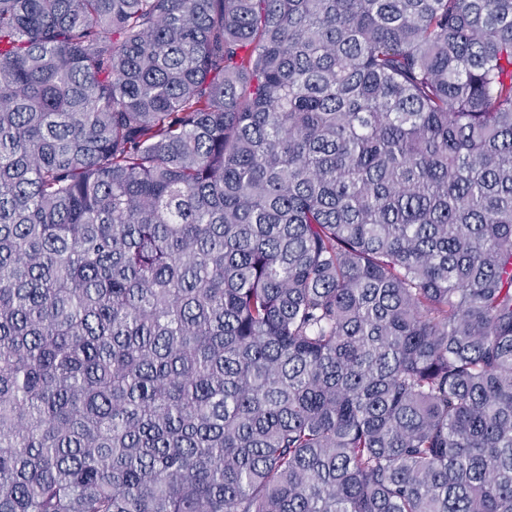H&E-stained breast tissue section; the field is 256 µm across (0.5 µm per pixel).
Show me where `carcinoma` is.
I'll return each instance as SVG.
<instances>
[{
    "label": "carcinoma",
    "mask_w": 512,
    "mask_h": 512,
    "mask_svg": "<svg viewBox=\"0 0 512 512\" xmlns=\"http://www.w3.org/2000/svg\"><path fill=\"white\" fill-rule=\"evenodd\" d=\"M0 512H512V0H0Z\"/></svg>",
    "instance_id": "obj_1"
}]
</instances>
